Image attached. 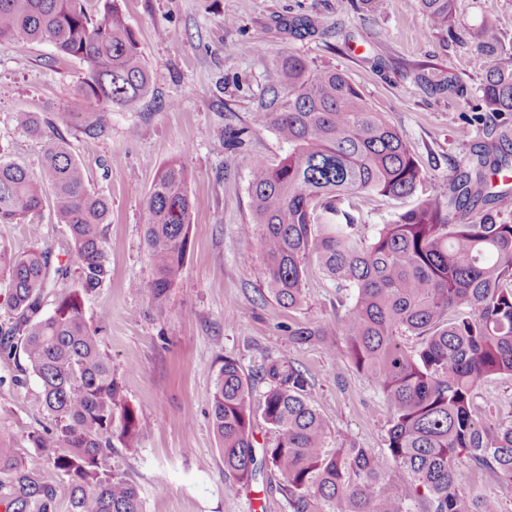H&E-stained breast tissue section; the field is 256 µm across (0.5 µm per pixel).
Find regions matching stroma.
<instances>
[{"instance_id":"obj_1","label":"stroma","mask_w":512,"mask_h":512,"mask_svg":"<svg viewBox=\"0 0 512 512\" xmlns=\"http://www.w3.org/2000/svg\"><path fill=\"white\" fill-rule=\"evenodd\" d=\"M152 72L150 93L132 109L109 112L97 139L76 124L58 125L62 110L81 112L76 88L83 64L47 41L18 51L0 41V158L38 169L43 138L22 113L57 126L83 164L93 190L112 203L105 227L110 280L84 295L95 329L134 409L142 433L135 452L115 446L110 458L132 479L143 512H289L279 473L265 470L250 486L230 488L211 423V396L225 358L257 375L264 356L294 363L311 380L330 448L354 442L383 452L389 412L372 384L319 341L296 344L287 327L335 319L351 291L318 266L304 282L307 302L291 313L243 264L259 255L249 196L252 159L278 164L288 152L257 116L273 99L267 75L293 54L311 68L345 73L375 111L402 134L426 175L442 190L479 150L512 155V112L481 107L488 66L471 34L493 17L512 49V0H458L448 38L425 23L417 0H395L383 15L361 0H118ZM187 168L193 202L190 246L164 305H155L142 213L158 169L171 158ZM415 198H356L363 224L374 227L415 206ZM0 245L14 254L40 247L52 266L67 265L66 225L51 210L23 224H0ZM22 353L0 355V443L54 481L57 471L31 441L50 424L38 402L39 380ZM481 419L512 421V377L476 390Z\"/></svg>"}]
</instances>
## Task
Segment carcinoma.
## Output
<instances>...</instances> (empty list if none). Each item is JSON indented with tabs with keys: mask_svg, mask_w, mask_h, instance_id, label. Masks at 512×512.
Here are the masks:
<instances>
[{
	"mask_svg": "<svg viewBox=\"0 0 512 512\" xmlns=\"http://www.w3.org/2000/svg\"><path fill=\"white\" fill-rule=\"evenodd\" d=\"M430 27L448 43L456 0H418ZM488 58L480 90L486 111L512 112V52L485 19L474 33ZM0 40L21 50L49 41L86 70L78 93L84 112H59L90 138L105 129L113 108H132L148 95L153 76L139 43L114 3L92 23L86 0H0ZM283 89L281 105L259 116L272 125L288 154L276 165L250 163L249 194L260 231L259 279L275 301L293 311L305 302L303 278L316 261L337 287L353 289L335 320L288 327L297 344L327 343L374 385L391 412L386 452L351 443L331 452L329 428L314 406L305 371L267 356L264 391L226 358L211 401V419L224 471L233 486L248 485L266 467L282 478L290 512H500L498 498L472 495L457 468L461 455L512 492V423L473 415V395L488 378L512 376V224L478 204L493 178L512 170L506 157L476 155L447 190L375 227L343 204L357 194L403 199L415 195L425 173L401 134L373 110L336 69H311L288 56L269 71ZM189 174L178 161L164 165L144 209V234L153 271L149 294L162 305L187 254L192 201ZM50 206L68 227L78 287L59 295L53 314L38 316L49 280L46 253L14 255L0 248L8 271L11 320L0 325V352L21 348L40 381L41 405L52 428L33 436L59 474L48 482L0 445V506L4 512H143L136 486L107 464L116 435L138 448L134 410L112 373L96 333L82 313L84 293L110 275L102 225L109 201L90 188L83 165L59 133L47 136L34 172L0 159V224H22ZM346 338V350L327 342ZM415 336L406 350L401 337ZM261 413L275 442L256 457L252 419Z\"/></svg>",
	"mask_w": 512,
	"mask_h": 512,
	"instance_id": "obj_1",
	"label": "carcinoma"
}]
</instances>
